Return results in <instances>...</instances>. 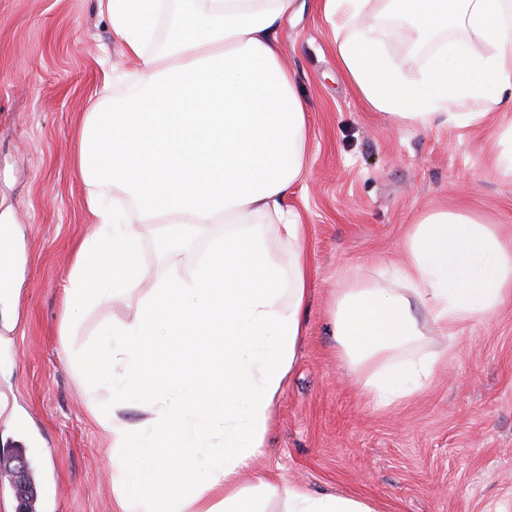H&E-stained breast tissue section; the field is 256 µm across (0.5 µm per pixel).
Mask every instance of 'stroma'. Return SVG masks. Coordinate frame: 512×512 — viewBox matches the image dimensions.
Segmentation results:
<instances>
[{"mask_svg":"<svg viewBox=\"0 0 512 512\" xmlns=\"http://www.w3.org/2000/svg\"><path fill=\"white\" fill-rule=\"evenodd\" d=\"M372 8L374 38L415 81L444 46L465 38L459 29L421 36L386 14L383 0ZM279 42L309 106L310 174L286 205L303 216L313 284L264 453L238 487L262 512H284L291 485L378 512H512V298L454 339L430 336L427 350L442 355L430 382L388 407L349 375L330 325L344 278L398 263L426 211H465L512 236V183L495 164L512 145V85L497 89L507 111L486 120L399 127L338 69L318 0L283 23ZM132 67L97 0H0V229L14 256L0 288V448L24 449L34 463L38 512H119L112 442L96 422L112 412V387L78 379L75 358L100 325L149 314L169 269L191 279L224 235L214 224L165 254L153 227L141 225L142 288L89 302L66 325L73 255L94 231L74 133L104 70Z\"/></svg>","mask_w":512,"mask_h":512,"instance_id":"35a3bbf8","label":"stroma"}]
</instances>
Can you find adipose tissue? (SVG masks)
I'll use <instances>...</instances> for the list:
<instances>
[{"label":"adipose tissue","instance_id":"ef3b65f1","mask_svg":"<svg viewBox=\"0 0 512 512\" xmlns=\"http://www.w3.org/2000/svg\"><path fill=\"white\" fill-rule=\"evenodd\" d=\"M100 3L135 67L104 71V87L123 83L122 107L105 112L92 101L78 136L96 238L75 253L69 300L138 288L137 225H159L169 245L213 224L224 236L191 281L170 269L151 317L98 328L78 367L113 374L112 412L97 423L112 441V474L138 512H257L237 477L263 453L312 282L305 226L283 204L309 169V112L278 38L297 0H193L164 36L169 0ZM385 3L420 32L461 27L473 38L436 59L418 85L379 50L371 0H323L336 62L368 105L424 130L446 125L457 108L483 118L499 111L494 90L512 82V0ZM484 44L494 53H481ZM108 193L127 200L129 214L106 209ZM269 227L287 245V263L272 255ZM511 296L512 240L468 212L433 210L413 224L398 265L345 279L330 322L345 363L376 404L389 406L424 388L441 361L413 352L427 327L453 336ZM158 365L163 375L142 394ZM139 395L151 416L133 424L122 413ZM287 500L286 512H375L301 487Z\"/></svg>","mask_w":512,"mask_h":512}]
</instances>
